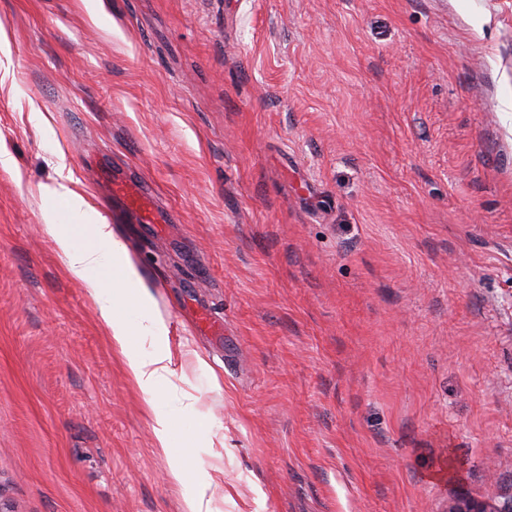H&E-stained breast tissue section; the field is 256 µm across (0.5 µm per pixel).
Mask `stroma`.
Wrapping results in <instances>:
<instances>
[{
  "label": "stroma",
  "mask_w": 512,
  "mask_h": 512,
  "mask_svg": "<svg viewBox=\"0 0 512 512\" xmlns=\"http://www.w3.org/2000/svg\"><path fill=\"white\" fill-rule=\"evenodd\" d=\"M0 25V512H184L41 227L58 182L183 351L160 405L210 512L512 495V0H0ZM112 195L122 199L127 211L143 224H165L154 208L149 194L135 185L112 181Z\"/></svg>",
  "instance_id": "35a3bbf8"
}]
</instances>
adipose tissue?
I'll use <instances>...</instances> for the list:
<instances>
[{
	"instance_id": "ef3b65f1",
	"label": "adipose tissue",
	"mask_w": 512,
	"mask_h": 512,
	"mask_svg": "<svg viewBox=\"0 0 512 512\" xmlns=\"http://www.w3.org/2000/svg\"><path fill=\"white\" fill-rule=\"evenodd\" d=\"M46 195L52 204L43 211L44 228L69 273L87 289L131 379L154 407L157 450L169 455L175 419L156 408L174 364L165 319L112 225L68 184L47 188ZM59 203L65 206L69 223H57L55 206ZM146 341L151 344L147 350L142 347Z\"/></svg>"
}]
</instances>
